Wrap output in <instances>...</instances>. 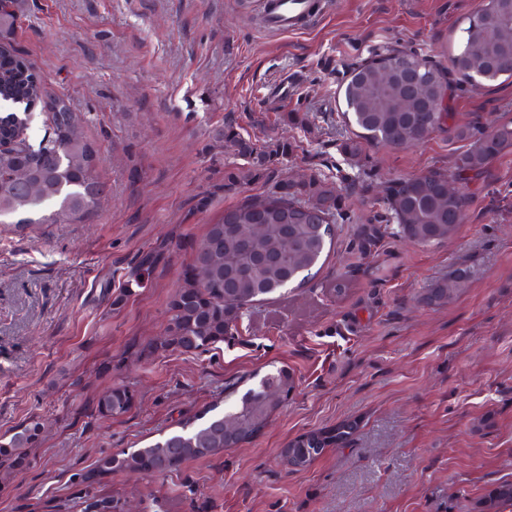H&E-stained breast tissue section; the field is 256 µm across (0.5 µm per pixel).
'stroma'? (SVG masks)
Returning a JSON list of instances; mask_svg holds the SVG:
<instances>
[{"label": "stroma", "instance_id": "35a3bbf8", "mask_svg": "<svg viewBox=\"0 0 512 512\" xmlns=\"http://www.w3.org/2000/svg\"><path fill=\"white\" fill-rule=\"evenodd\" d=\"M323 2L280 33L261 24L265 0H18L7 41L80 113L103 194L80 223H0V436L46 422L26 470L0 467V512H83L92 496L114 512H477L512 482V148L468 183L445 242H412L384 202L395 181L453 173L479 131L512 121V79H452L446 127L407 149L352 148L342 116L354 66L392 49L447 66L481 0ZM283 79L295 91L280 101ZM228 124L259 146L289 144L287 164L247 175L224 146ZM312 175L339 197L319 274L246 311L222 343L159 350L208 224ZM150 251L161 254L151 285L128 289ZM459 274L451 298L430 300ZM280 367L295 387L250 442L160 476L85 481L100 457ZM117 384L134 394L130 412L98 415ZM347 421L346 442L308 471L282 463L289 440Z\"/></svg>", "mask_w": 512, "mask_h": 512}]
</instances>
